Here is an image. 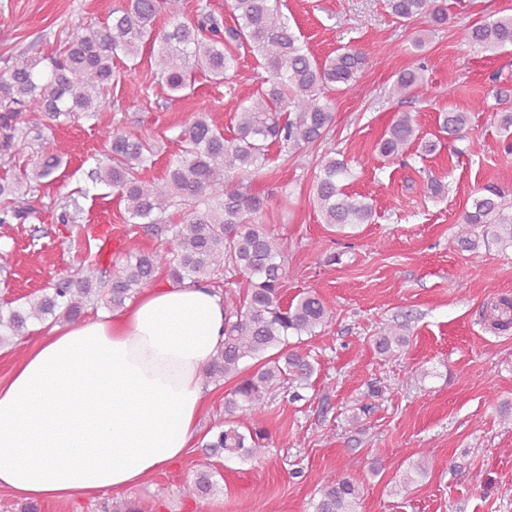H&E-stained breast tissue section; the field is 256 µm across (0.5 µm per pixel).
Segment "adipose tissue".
I'll use <instances>...</instances> for the list:
<instances>
[{"instance_id": "adipose-tissue-1", "label": "adipose tissue", "mask_w": 512, "mask_h": 512, "mask_svg": "<svg viewBox=\"0 0 512 512\" xmlns=\"http://www.w3.org/2000/svg\"><path fill=\"white\" fill-rule=\"evenodd\" d=\"M223 342L222 296L163 281L122 311L43 327L0 382V489L64 501L165 470L194 445Z\"/></svg>"}]
</instances>
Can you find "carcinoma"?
Wrapping results in <instances>:
<instances>
[{"label": "carcinoma", "mask_w": 512, "mask_h": 512, "mask_svg": "<svg viewBox=\"0 0 512 512\" xmlns=\"http://www.w3.org/2000/svg\"><path fill=\"white\" fill-rule=\"evenodd\" d=\"M181 0H127L112 12L103 26L72 29L55 55H20L0 73V160L23 158L32 142L50 130L83 114L92 118L101 110L112 89V62L122 56L136 59L144 45L153 52L157 74L168 90L178 94L189 86L196 69L215 81L229 79L237 63L235 49L251 52L267 77L243 98L235 113V128L224 135L213 116L202 108L181 131L180 153L163 176L145 180L141 172L152 163L154 143L119 128L103 130L108 162L89 173L103 181L124 203L125 221L143 225L145 231L164 238L152 251H129L124 262L105 276L88 265L81 276L63 275L23 304L0 313V343L25 335L35 322L52 324L78 321L86 307L104 302L120 309L140 289L164 274L172 282L215 284V277L229 276L226 287L237 288V297L224 296V344L203 373L208 383L232 382L224 397V425L206 443L211 453L227 452L252 459L269 439L262 425L272 394L283 386L295 388L291 397L302 400L298 389L311 386L316 371L310 355L288 338L314 336L324 328L331 312L312 290L291 300L284 297L287 271L285 245L268 232L259 217L266 207L250 184L264 175L269 151L293 153L312 145L322 147L318 172L312 182V200L324 223L343 234L345 229L369 224L371 198L345 191L351 177L346 159H339L329 138L334 122L325 90L349 89L367 65L362 50L344 46L318 62L281 11V0H231L236 23L226 27L198 8V20L184 17ZM394 19L407 25L422 17L440 29L448 24L446 0H386ZM167 25H157L161 10ZM462 41L473 47L497 50L512 46V15L488 17L461 31ZM424 66L400 71L393 83L396 94H425ZM505 153L512 154V110L497 113ZM439 132L450 139L464 137L469 127L466 112L438 113ZM416 146L420 157L433 154L438 142L419 135L411 113L402 112L391 123L376 150L384 158L402 157ZM61 155L42 147L32 169L0 178V224L23 222L31 214L26 196L31 182L51 177L60 167ZM181 208L180 224H167L168 208ZM512 247V192L497 185L477 188L465 207L452 248L473 251L479 245ZM488 317L493 324H512V300L502 298ZM400 326L378 332L376 348L388 355L405 346ZM253 361L247 366L245 362ZM250 416L242 431L234 424L237 413ZM216 472L202 470L182 489L189 498H205L217 485ZM359 484L340 474L327 477L315 512H357Z\"/></svg>", "instance_id": "1"}]
</instances>
